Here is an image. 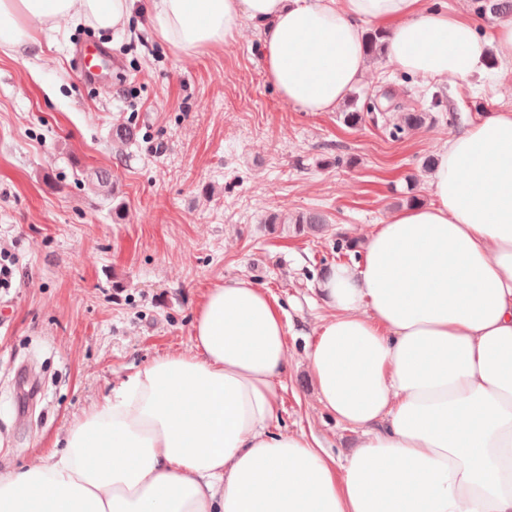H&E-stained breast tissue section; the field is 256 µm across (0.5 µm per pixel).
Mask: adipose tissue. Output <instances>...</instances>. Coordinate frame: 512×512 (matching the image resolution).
<instances>
[{
  "mask_svg": "<svg viewBox=\"0 0 512 512\" xmlns=\"http://www.w3.org/2000/svg\"><path fill=\"white\" fill-rule=\"evenodd\" d=\"M142 3L187 55L260 25L268 80L305 112L334 111L370 69L367 23L422 79L512 63V18L488 36L426 0H0V53L63 22L122 29ZM429 188L365 238L363 262L316 285L332 315L309 368L360 436L346 456L270 432L286 325L239 280L204 296L193 353L138 368L61 452L0 473V512H512V112L451 135Z\"/></svg>",
  "mask_w": 512,
  "mask_h": 512,
  "instance_id": "adipose-tissue-1",
  "label": "adipose tissue"
}]
</instances>
